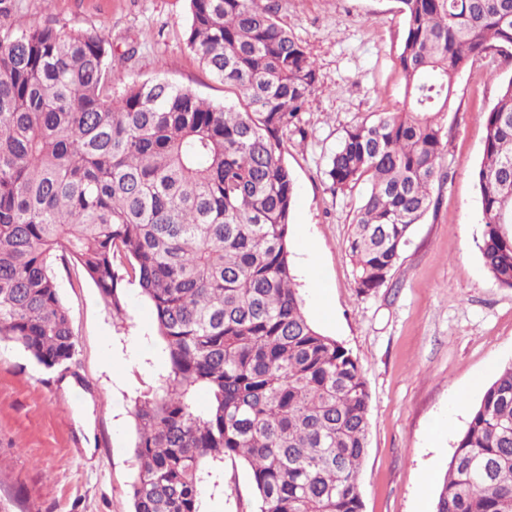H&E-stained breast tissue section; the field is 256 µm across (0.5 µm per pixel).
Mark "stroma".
I'll return each mask as SVG.
<instances>
[{
  "label": "stroma",
  "mask_w": 512,
  "mask_h": 512,
  "mask_svg": "<svg viewBox=\"0 0 512 512\" xmlns=\"http://www.w3.org/2000/svg\"><path fill=\"white\" fill-rule=\"evenodd\" d=\"M278 17L306 46L317 89L299 114L283 157L296 186L290 251L310 321L357 359L370 394L368 451L359 472L363 512H434L437 485L484 390L512 363V288L485 268L481 196L474 176L484 114L512 79V59L479 61L457 79L445 117L452 136L436 182L435 210L413 225L391 279L359 292L348 253L362 188L331 192L325 171L345 130L403 96L398 0H279ZM189 0H15L13 28L46 24L98 29L133 57L114 90L155 77L224 100L186 44ZM325 286L315 295L312 277ZM77 352L46 369L12 344L0 346V506L6 512H133L135 401L168 378L149 301L124 285L126 316L113 318L98 288L59 271ZM450 420L441 438L436 422ZM202 512H252L243 464H206Z\"/></svg>",
  "instance_id": "35a3bbf8"
}]
</instances>
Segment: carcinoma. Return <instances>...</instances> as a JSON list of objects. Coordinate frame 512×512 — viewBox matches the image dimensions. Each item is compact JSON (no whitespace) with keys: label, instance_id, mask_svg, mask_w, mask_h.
Here are the masks:
<instances>
[{"label":"carcinoma","instance_id":"carcinoma-1","mask_svg":"<svg viewBox=\"0 0 512 512\" xmlns=\"http://www.w3.org/2000/svg\"><path fill=\"white\" fill-rule=\"evenodd\" d=\"M404 94L345 131L326 175L366 187L349 239L359 291L392 277L436 208L459 74L512 57V0H399ZM278 0H190L187 44L224 102L154 79L112 92L128 58L97 31L0 25V342L53 369L76 335L55 265L115 316L127 281L170 365L135 404L134 512H200L202 467L243 463L255 512H362L369 392L305 316L289 259L296 187L282 157L316 89ZM479 250L512 288V79L484 116ZM209 396L200 409L196 397ZM435 512H512V363L472 410Z\"/></svg>","mask_w":512,"mask_h":512}]
</instances>
